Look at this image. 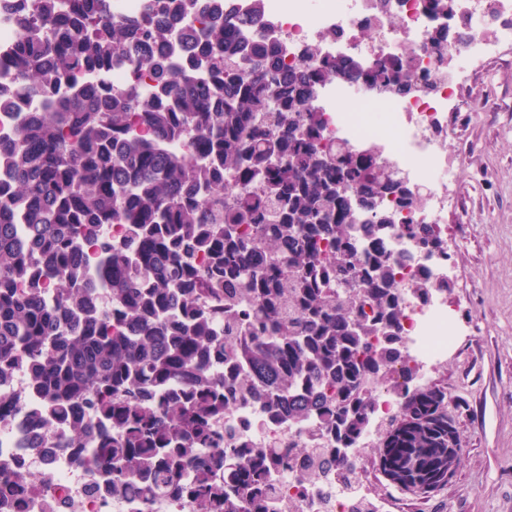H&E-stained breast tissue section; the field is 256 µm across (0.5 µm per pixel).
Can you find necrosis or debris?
Instances as JSON below:
<instances>
[{
  "instance_id": "necrosis-or-debris-1",
  "label": "necrosis or debris",
  "mask_w": 512,
  "mask_h": 512,
  "mask_svg": "<svg viewBox=\"0 0 512 512\" xmlns=\"http://www.w3.org/2000/svg\"><path fill=\"white\" fill-rule=\"evenodd\" d=\"M216 1L221 2L223 14L233 17L260 11L286 66L311 45L318 46L324 58L405 56L415 63L420 90L396 96L364 80H337L322 85L316 106L323 118L322 140L341 141L355 151L370 149L374 161L397 170L405 188L420 197L416 208L407 209L389 194L378 207L393 217L384 237L402 288L400 335L405 363L396 366L394 373L399 376L412 368L415 386H427L430 373L447 362L455 344L456 319L446 297L448 249L421 244L408 227L442 222L454 182L448 129L442 120L454 105L459 77L493 55L501 43H512V0H459L450 17L435 12L432 0H388L384 5L379 0H197V8L183 18L181 33L198 31L210 19V6ZM30 7V0H0L1 73L16 70L14 49L25 34ZM450 21L467 24L468 36L463 43H448L444 53H435L431 41ZM420 274L430 290L425 299L414 291ZM366 388L372 407L361 439L349 448L355 466L350 489L341 488L335 472L313 470L309 462L299 459L289 468H272L268 475L276 492L275 512H354L361 500L369 502L373 512H383L360 462L365 448L398 414L401 399L372 378L367 379ZM0 397L23 406L24 411L38 404L21 368L0 383ZM24 411L0 421V463L17 467L31 478L16 491L15 512H195L182 497L143 501L100 493L92 475L74 463L68 450H57L50 460L42 455V447L61 440L63 434L32 426ZM217 427L231 430L235 442L251 448L297 443L315 455L336 445L306 426L272 420L252 401H235Z\"/></svg>"
}]
</instances>
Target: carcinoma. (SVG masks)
<instances>
[{"instance_id": "carcinoma-1", "label": "carcinoma", "mask_w": 512, "mask_h": 512, "mask_svg": "<svg viewBox=\"0 0 512 512\" xmlns=\"http://www.w3.org/2000/svg\"><path fill=\"white\" fill-rule=\"evenodd\" d=\"M169 2L138 31L107 0L32 2L14 80L30 93L59 84L65 95L0 140L11 187L0 196V378L24 365L41 395L34 415L68 423L73 440L93 434L79 461L100 485L144 500L179 493L203 512H270L269 464L307 449L224 447L214 422L228 395L275 407L286 392L288 421L343 445L365 423L371 372L404 396L371 448L383 472L422 491L448 482V448L461 441L447 389L411 391L413 369L401 383L390 372L403 357L400 293L374 212L388 193L406 207L418 200L393 187L385 166L321 144L305 93L358 65L314 68L311 49L280 76L272 44L240 37L258 12L214 16L185 65L161 45L127 55L135 34L168 39L189 0ZM114 64L133 76L125 92L88 77ZM367 79L384 92L416 84L410 62L388 57ZM137 125L143 134L124 136ZM190 132V153L166 149ZM340 177L358 209L344 208ZM240 183L262 193L237 192ZM102 224L125 225V242L99 239ZM355 230L377 244L364 262ZM100 288L112 294L108 310ZM205 297L227 311L221 334ZM242 302L252 303L245 322L233 313ZM380 331L389 344L377 348L369 339ZM321 467L349 485L346 454H326ZM28 481L0 470L1 489Z\"/></svg>"}]
</instances>
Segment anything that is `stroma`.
I'll return each mask as SVG.
<instances>
[{
    "label": "stroma",
    "mask_w": 512,
    "mask_h": 512,
    "mask_svg": "<svg viewBox=\"0 0 512 512\" xmlns=\"http://www.w3.org/2000/svg\"><path fill=\"white\" fill-rule=\"evenodd\" d=\"M455 203L445 218L448 300L461 329L446 365L448 416L462 450L448 482L416 496L393 488L374 455L363 466L389 512H512V45L466 79L448 115Z\"/></svg>",
    "instance_id": "stroma-1"
}]
</instances>
